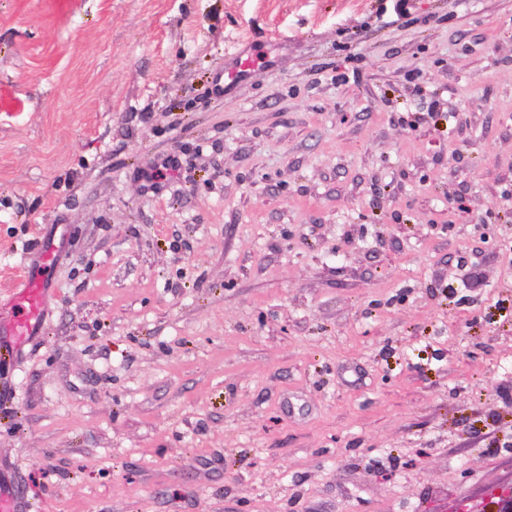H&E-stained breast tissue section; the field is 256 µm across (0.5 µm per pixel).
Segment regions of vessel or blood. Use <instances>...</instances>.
<instances>
[{
  "label": "vessel or blood",
  "mask_w": 512,
  "mask_h": 512,
  "mask_svg": "<svg viewBox=\"0 0 512 512\" xmlns=\"http://www.w3.org/2000/svg\"><path fill=\"white\" fill-rule=\"evenodd\" d=\"M260 67L258 59L234 55L231 66L225 67L224 77L238 81L254 76ZM54 262V252L42 246L28 254L25 285L13 299L8 314L0 313V335L9 342L0 345V356L8 358L17 352L25 341L41 333L46 321V301L50 284L48 274ZM25 506L18 490L6 475H0V512H24Z\"/></svg>",
  "instance_id": "1"
}]
</instances>
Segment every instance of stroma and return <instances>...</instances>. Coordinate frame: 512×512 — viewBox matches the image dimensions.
<instances>
[{
    "label": "stroma",
    "mask_w": 512,
    "mask_h": 512,
    "mask_svg": "<svg viewBox=\"0 0 512 512\" xmlns=\"http://www.w3.org/2000/svg\"><path fill=\"white\" fill-rule=\"evenodd\" d=\"M410 12L0 0V308L58 255L0 368L27 512L512 496V0ZM244 55L245 54L237 53L230 59L232 61L231 66L224 65L223 77H225V79L234 82L254 76L258 72L260 67L258 58H252L250 55L243 58ZM54 262L53 248L48 245L28 253L25 285L14 297L7 315L0 313V335L9 336L8 344L1 346L0 355L12 359L25 341L38 336L45 326L46 301L50 284L48 273Z\"/></svg>",
    "instance_id": "35a3bbf8"
}]
</instances>
